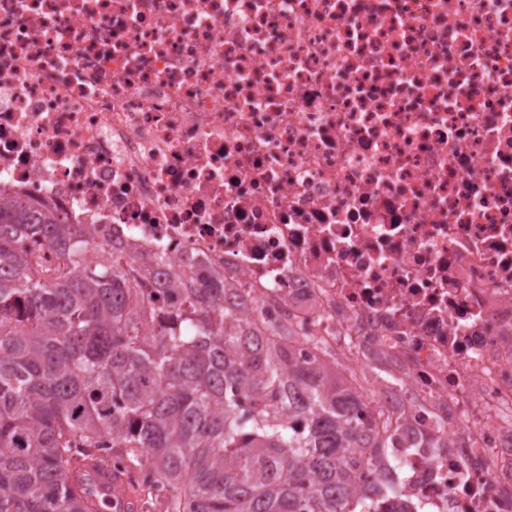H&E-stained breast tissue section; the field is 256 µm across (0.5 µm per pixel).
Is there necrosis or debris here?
<instances>
[{"label":"necrosis or debris","mask_w":512,"mask_h":512,"mask_svg":"<svg viewBox=\"0 0 512 512\" xmlns=\"http://www.w3.org/2000/svg\"><path fill=\"white\" fill-rule=\"evenodd\" d=\"M0 192L388 359L447 445L363 482L512 512V0H0Z\"/></svg>","instance_id":"necrosis-or-debris-1"}]
</instances>
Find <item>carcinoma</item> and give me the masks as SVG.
Returning <instances> with one entry per match:
<instances>
[{"label":"carcinoma","mask_w":512,"mask_h":512,"mask_svg":"<svg viewBox=\"0 0 512 512\" xmlns=\"http://www.w3.org/2000/svg\"><path fill=\"white\" fill-rule=\"evenodd\" d=\"M227 292L180 272L131 280L80 225L1 197L0 512H103L90 464L148 469L161 512H373L394 494L360 472L404 413L353 385L322 334L263 303L245 325ZM302 336L311 360L278 356Z\"/></svg>","instance_id":"carcinoma-1"}]
</instances>
